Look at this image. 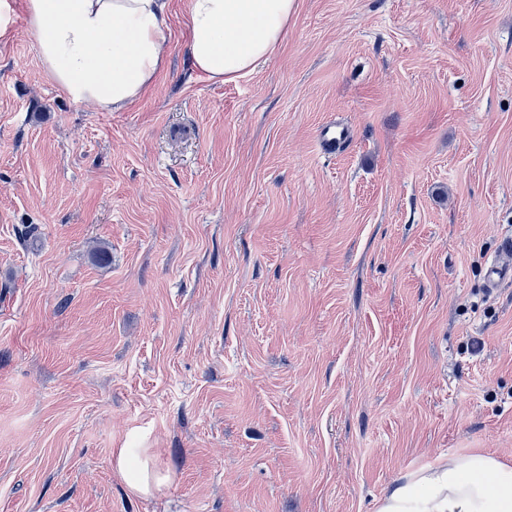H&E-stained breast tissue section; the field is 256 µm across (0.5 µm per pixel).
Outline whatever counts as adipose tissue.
Returning a JSON list of instances; mask_svg holds the SVG:
<instances>
[{
    "label": "adipose tissue",
    "instance_id": "adipose-tissue-1",
    "mask_svg": "<svg viewBox=\"0 0 512 512\" xmlns=\"http://www.w3.org/2000/svg\"><path fill=\"white\" fill-rule=\"evenodd\" d=\"M296 0H189L188 52L214 82L244 77L288 34ZM28 33L68 97L119 111L163 68L168 0H25ZM112 467L138 496L171 481L146 448H116ZM374 512H512V465L490 453L451 455L398 478Z\"/></svg>",
    "mask_w": 512,
    "mask_h": 512
}]
</instances>
